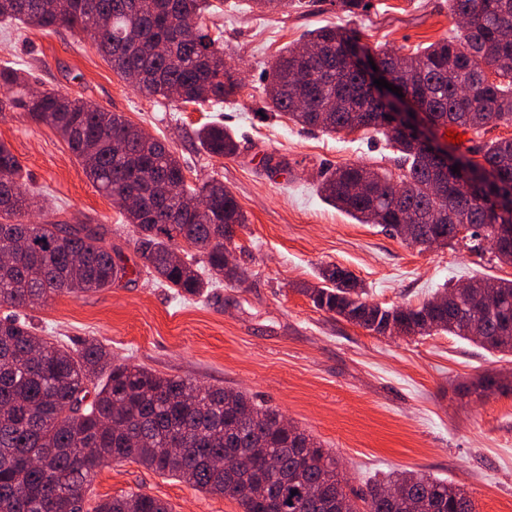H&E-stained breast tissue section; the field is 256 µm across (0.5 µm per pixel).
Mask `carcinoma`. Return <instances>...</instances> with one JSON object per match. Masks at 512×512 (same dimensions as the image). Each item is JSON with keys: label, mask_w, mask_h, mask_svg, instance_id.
Returning <instances> with one entry per match:
<instances>
[{"label": "carcinoma", "mask_w": 512, "mask_h": 512, "mask_svg": "<svg viewBox=\"0 0 512 512\" xmlns=\"http://www.w3.org/2000/svg\"><path fill=\"white\" fill-rule=\"evenodd\" d=\"M451 17L467 18L452 35L422 51L402 56L360 44L355 31L324 26L306 43L333 55L372 54L376 66L398 73L399 92L447 124L487 132L512 124V0H448ZM369 0H336L349 16L367 10ZM208 0H0V23L33 24L89 36L98 52L123 79L149 96L186 105L214 106L233 101L241 82L224 62L219 39L211 36ZM190 17L200 21L184 28ZM0 86L11 92L0 112L19 108L56 129L93 185L116 201L133 193L126 211L134 227L135 252L160 284L181 295L200 296L209 288L238 282L225 268L224 251L234 245L236 228L247 222L224 183L211 179L187 184L175 154L163 142L145 138L116 112L53 90L33 96L23 72L0 70ZM275 115L304 128L340 133L354 121L387 138L396 154L401 187L393 174L366 164H348L322 174V197L361 224H381L405 237V225L418 229L422 242L438 246L466 241L483 251L489 224L512 231V138H495L458 155V172L448 167L447 195L427 190L431 164L412 144L408 127L395 117L373 86L355 71L328 67L322 54L282 52L265 86ZM210 155L235 154L238 143L221 124L196 131ZM22 166L0 143V249L13 250L0 263V307L27 310L53 294L79 295L110 288L139 273L101 224L60 221L28 223L30 196ZM202 198L205 207L185 203ZM467 224L460 236L454 224ZM187 245L199 261L175 259ZM319 283L302 288L313 306L371 334L397 327L411 335L446 331L502 353L512 339V280L480 277L450 302L433 298L417 307L385 308L362 297L356 277L327 265ZM490 300L495 308L477 326L471 310ZM491 375L477 378L467 391L501 390ZM277 411L242 391L202 386L190 379L160 376L126 363L96 340L71 351L37 335L25 320L0 319V512H84V503L101 462L132 460L197 490L236 500L242 512H267L274 493L281 512H308L304 489L324 494L320 512L343 509L344 490L336 460L296 426L281 428ZM228 448H265L266 456L218 468ZM387 485L402 489L392 501L379 495ZM296 494H291V491ZM362 512H476L470 495L444 479L418 472H393L367 485L359 495ZM93 512H174L169 503L143 492L102 499Z\"/></svg>", "instance_id": "cac0c4a2"}]
</instances>
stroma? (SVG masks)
I'll return each instance as SVG.
<instances>
[{"instance_id": "obj_1", "label": "stroma", "mask_w": 512, "mask_h": 512, "mask_svg": "<svg viewBox=\"0 0 512 512\" xmlns=\"http://www.w3.org/2000/svg\"><path fill=\"white\" fill-rule=\"evenodd\" d=\"M213 35L243 88L236 100L206 109L148 98L121 79L93 41L62 29L0 25V67L26 70L32 86L123 113L179 157L188 184L217 179L247 216L234 238L246 279L202 297H182L148 271L133 281L79 296L59 294L27 319L49 341L77 349L94 339L116 362L162 376L246 392L276 408L338 461L358 493L392 470L417 471L464 486L476 512H512V356L446 332L377 336L313 307L301 293L321 266L347 269L369 302L416 306L475 276L512 279V264L464 244L422 250L377 224H361L320 195L323 170L363 163L393 170L394 154L373 131L325 134L269 114L264 77L274 59L323 26L359 31L363 43L408 55L448 36V0H371L344 15L329 0H305L261 13L251 0H211ZM223 123L240 143L215 157L195 131ZM0 142L24 168L36 214L70 224H104L133 255L124 213L86 177L66 142L22 110L0 112ZM287 170L265 167V156ZM497 374L505 390L467 393L472 380ZM143 491L175 512H241L135 462L102 467L88 501Z\"/></svg>"}]
</instances>
